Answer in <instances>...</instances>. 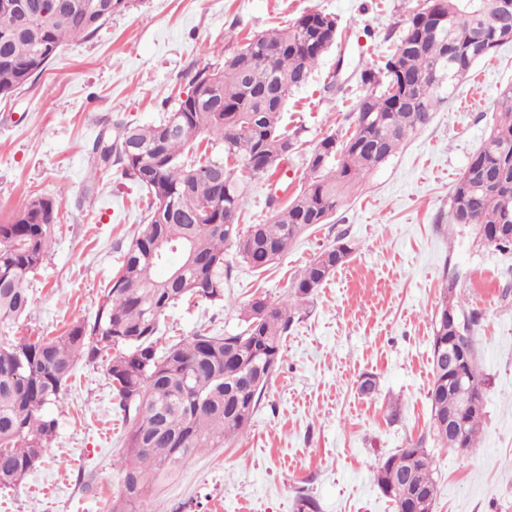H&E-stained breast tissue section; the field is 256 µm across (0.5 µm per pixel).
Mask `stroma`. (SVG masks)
I'll return each mask as SVG.
<instances>
[{"mask_svg": "<svg viewBox=\"0 0 512 512\" xmlns=\"http://www.w3.org/2000/svg\"><path fill=\"white\" fill-rule=\"evenodd\" d=\"M417 0H136L91 39L63 46L49 69L0 99V223L36 195L60 205L53 243L31 281L23 336H57L93 317L138 224L145 191L112 166L89 185L88 150L122 122L162 116L194 72L217 66L248 37L304 12L336 15L340 35L281 127L299 147L256 179L241 226L270 223L271 191L296 192L320 141L345 133L366 92L362 70L397 46ZM512 86V43L478 61L431 123L363 179L331 218L299 237L258 274L231 261L223 303L170 310L166 341L200 329L224 335L241 325L256 295L278 299L324 248L345 239V265L307 300L247 432L209 448L160 479L146 512H298L307 493L320 512H394L373 480L377 460L424 441L434 460V512H512V251L482 245L471 224L449 218V197ZM455 281L486 379L476 448L457 453L429 437L434 315ZM377 388L359 393L362 376ZM399 418L390 421V410ZM53 414L59 426L45 459L21 484L0 489V512H109L120 493L127 429L105 362H78Z\"/></svg>", "mask_w": 512, "mask_h": 512, "instance_id": "stroma-1", "label": "stroma"}]
</instances>
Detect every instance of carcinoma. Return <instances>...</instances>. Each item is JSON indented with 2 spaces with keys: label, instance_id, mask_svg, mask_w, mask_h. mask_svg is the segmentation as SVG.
Here are the masks:
<instances>
[{
  "label": "carcinoma",
  "instance_id": "1",
  "mask_svg": "<svg viewBox=\"0 0 512 512\" xmlns=\"http://www.w3.org/2000/svg\"><path fill=\"white\" fill-rule=\"evenodd\" d=\"M90 0H6L0 4V97H8L40 76L70 39L95 36L112 13L135 0H110L112 12L101 18ZM501 0H425L409 14L395 51L376 71L361 73L366 93L345 136L325 137L308 161L307 181L286 202L268 200L270 224L245 231L238 220L252 179L269 173L266 164L295 138L280 126L283 108L267 90L281 88L283 101L303 86L338 36L336 18L312 11L292 24L261 33L220 66L193 74L186 97L149 124L119 123L115 136L97 137L89 149L94 166L110 163L151 194L147 222L135 238L102 304L91 319H78L60 336L12 334L29 305L25 283L51 247L59 204L31 197L23 210L0 224V488L19 484L42 462L57 432L49 413L59 402L80 358L96 362L112 353L107 375L118 408L131 422L125 440L123 492L110 512H136L159 475H168L203 448H222L245 433L271 378L282 361V343L296 319L294 299L312 295L349 258L343 240L325 248L282 299H251L242 309L243 327L224 336L197 333L158 347L159 325L166 312L191 299L224 300L225 250L257 272H265L288 253L303 232L325 224L345 205L356 183L386 163L451 95L456 81L448 75L470 72L486 57L476 54L473 39L488 45L512 42L492 22ZM275 52L271 60L267 53ZM444 78L441 85L431 76ZM412 83L415 102L399 103L390 89ZM207 135L210 150H199L196 137ZM473 218L481 243L512 249V88L502 91L497 116L466 174L450 195V220ZM179 261L175 280L157 271ZM455 283L446 285L434 318L432 348L448 342V314L460 332L456 345L470 353L467 376L471 397L483 401L471 325L460 318ZM430 432L448 445L437 422L460 413L457 391L448 373L432 371L428 392ZM482 413L467 418L457 445L476 447ZM378 487L394 503L414 512L419 494L435 504L434 461L423 441L409 443L373 467Z\"/></svg>",
  "mask_w": 512,
  "mask_h": 512
}]
</instances>
